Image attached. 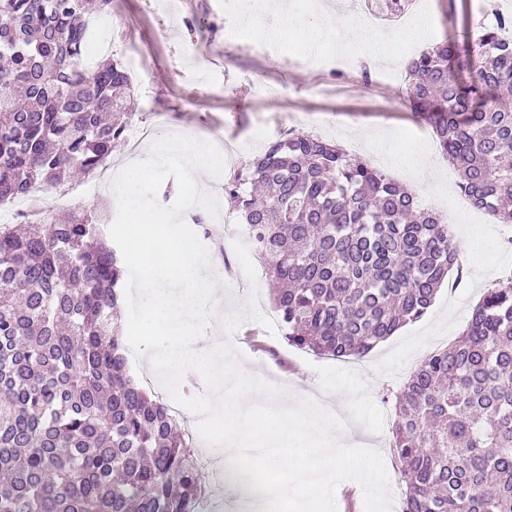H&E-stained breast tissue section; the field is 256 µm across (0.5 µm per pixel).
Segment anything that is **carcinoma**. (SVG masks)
Wrapping results in <instances>:
<instances>
[{
  "label": "carcinoma",
  "instance_id": "cac0c4a2",
  "mask_svg": "<svg viewBox=\"0 0 512 512\" xmlns=\"http://www.w3.org/2000/svg\"><path fill=\"white\" fill-rule=\"evenodd\" d=\"M86 0H0V201L91 177L126 142L132 91L89 67ZM452 30L407 66L406 97L475 205L512 224V39ZM288 345L361 358L422 318L449 272L451 225L343 148L296 133L224 184ZM97 217L0 224V512H195L198 456L130 373L112 321L126 266ZM402 512H512V285L395 395Z\"/></svg>",
  "mask_w": 512,
  "mask_h": 512
}]
</instances>
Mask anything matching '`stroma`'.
<instances>
[{"label":"stroma","mask_w":512,"mask_h":512,"mask_svg":"<svg viewBox=\"0 0 512 512\" xmlns=\"http://www.w3.org/2000/svg\"><path fill=\"white\" fill-rule=\"evenodd\" d=\"M245 2L178 0L172 14L165 0H112L97 31L111 40L114 60L137 58L139 66L130 74L132 122L150 129L152 138L182 134L232 142L240 147L243 166L264 150L267 139L312 134L316 120L331 119L336 126L324 131V139L406 185L452 224L466 269L461 285L441 287L421 319L363 358L317 356L265 330L261 345H254L243 334L254 325L250 319L226 336L255 372L289 392L332 404L338 416L375 436L389 477L388 512H401L405 485L389 421L394 394L425 357L457 340L486 289L507 285L512 249L503 250L499 241L512 236V224L447 207V199L460 194L458 173L439 152L431 129L410 109L404 85L385 78L387 71L404 67L406 58L380 60L357 47L353 62L340 72L332 63L336 50L327 43L324 67L310 69L302 56L309 38L324 27L314 0H288L294 33L285 42L254 34L243 14ZM482 24L472 0H436L435 21L394 30L393 36L422 51L441 42L452 26L475 30ZM419 153L428 166L440 168L438 185H422L398 171L400 160Z\"/></svg>","instance_id":"1"}]
</instances>
